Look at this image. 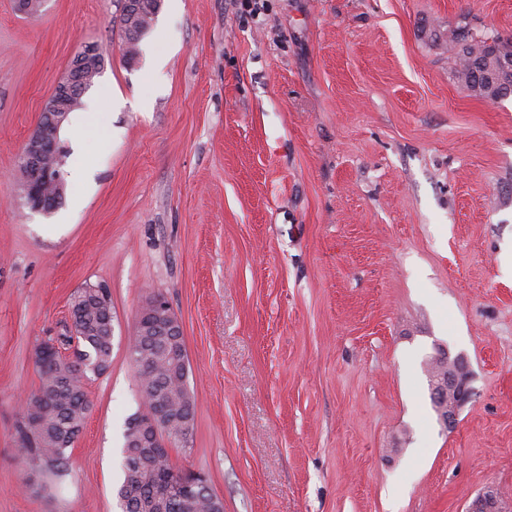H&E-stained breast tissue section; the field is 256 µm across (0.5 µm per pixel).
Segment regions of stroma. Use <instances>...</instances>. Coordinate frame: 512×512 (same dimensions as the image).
I'll use <instances>...</instances> for the list:
<instances>
[{
  "instance_id": "35a3bbf8",
  "label": "stroma",
  "mask_w": 512,
  "mask_h": 512,
  "mask_svg": "<svg viewBox=\"0 0 512 512\" xmlns=\"http://www.w3.org/2000/svg\"><path fill=\"white\" fill-rule=\"evenodd\" d=\"M121 0H0V512H117L127 343L164 295L195 401L179 473L224 512H466L512 496V96L452 76L512 0H161L134 60ZM105 63L63 139V221L20 199L22 148L82 46ZM167 60L154 71L152 56ZM116 87L142 109L100 104ZM112 294V366L73 480L36 489L16 433L70 298ZM464 357L448 429L426 363ZM511 508L506 506L504 500L499 496L498 492L493 488L489 489L474 500L472 505L466 512H507Z\"/></svg>"
}]
</instances>
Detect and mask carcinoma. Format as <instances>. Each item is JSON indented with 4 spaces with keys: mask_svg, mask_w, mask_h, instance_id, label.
Returning <instances> with one entry per match:
<instances>
[{
    "mask_svg": "<svg viewBox=\"0 0 512 512\" xmlns=\"http://www.w3.org/2000/svg\"><path fill=\"white\" fill-rule=\"evenodd\" d=\"M453 42L460 45L453 73L469 89L476 83L490 87L491 101L512 94V71L500 61L512 59V42L500 38L488 44L463 29ZM71 317L80 333L73 356L63 355L47 342L36 350L38 387L29 393L18 423L21 440L29 449L31 471L48 478L44 488H59L72 478L71 450L79 438L91 401L87 373L102 375L112 365V300L102 284L77 290L71 299ZM131 362L142 392L164 394L163 409L194 425L195 403L188 388V358L181 336H137ZM141 415L126 423L123 477L115 495L120 512H217L224 502L204 485L190 493H172L181 474L169 452L160 448L153 431L142 427Z\"/></svg>",
    "mask_w": 512,
    "mask_h": 512,
    "instance_id": "1",
    "label": "carcinoma"
}]
</instances>
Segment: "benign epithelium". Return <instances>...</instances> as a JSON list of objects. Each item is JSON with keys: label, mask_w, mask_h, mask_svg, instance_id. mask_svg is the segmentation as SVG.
<instances>
[{"label": "benign epithelium", "mask_w": 512, "mask_h": 512, "mask_svg": "<svg viewBox=\"0 0 512 512\" xmlns=\"http://www.w3.org/2000/svg\"><path fill=\"white\" fill-rule=\"evenodd\" d=\"M156 7L157 3L153 0H123L122 2L124 12L132 16L145 9L153 12ZM90 63L98 67L104 65L102 56L93 45L85 46L74 56L66 76L58 82L45 105V118L38 122L36 129L24 145L21 154V168L25 180L22 199L33 211L48 214L59 206V200H54L47 195L45 188L53 183L61 192L64 182L60 173L55 171L48 161L62 155L65 151L61 130L67 121L68 114L74 110L76 101L82 98L87 89L84 71ZM151 305L155 309L162 335H183L180 322L163 296L155 295L151 299ZM470 377L466 362H461L456 370L432 384L435 399L440 400L451 391L456 398L455 408L462 407L473 394ZM466 512H509V507L496 490L489 489L480 494Z\"/></svg>", "instance_id": "benign-epithelium-1"}]
</instances>
